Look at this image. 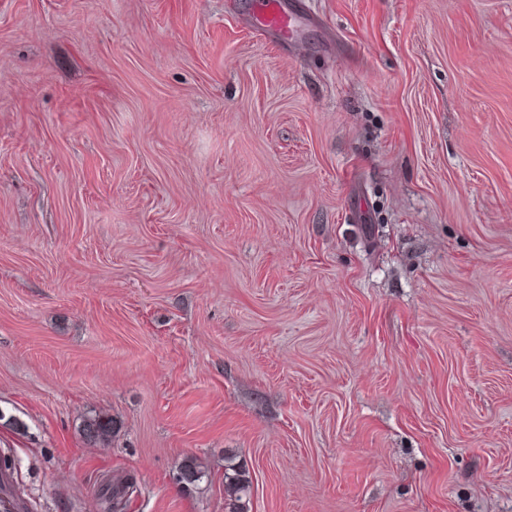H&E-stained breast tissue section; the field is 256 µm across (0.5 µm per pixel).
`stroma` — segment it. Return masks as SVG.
<instances>
[{"instance_id":"35a3bbf8","label":"stroma","mask_w":512,"mask_h":512,"mask_svg":"<svg viewBox=\"0 0 512 512\" xmlns=\"http://www.w3.org/2000/svg\"><path fill=\"white\" fill-rule=\"evenodd\" d=\"M281 3L0 0L28 512H512V0ZM261 10L258 18L261 30L271 32L279 37L280 41L288 39L291 29L297 19L282 9L280 0H259ZM80 431L89 444H104L112 439V418L105 414L96 413L83 419ZM175 473L174 478L176 482L182 484L183 487L199 483L208 474L203 463L194 457L183 459L178 464ZM252 481L242 466L228 462L224 466V512H249Z\"/></svg>"}]
</instances>
